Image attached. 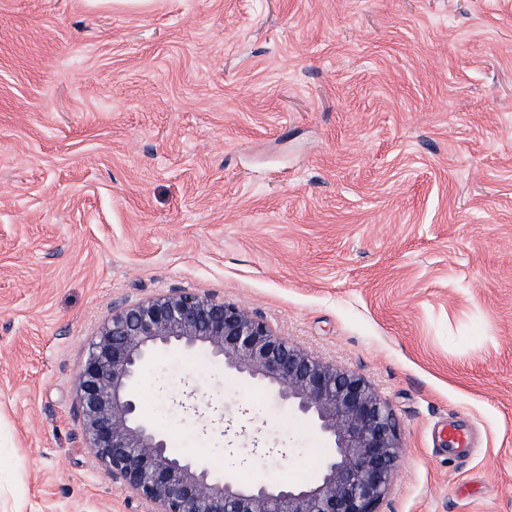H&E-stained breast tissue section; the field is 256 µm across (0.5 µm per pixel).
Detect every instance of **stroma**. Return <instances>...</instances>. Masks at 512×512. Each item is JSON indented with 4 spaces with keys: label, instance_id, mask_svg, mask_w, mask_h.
Returning a JSON list of instances; mask_svg holds the SVG:
<instances>
[{
    "label": "stroma",
    "instance_id": "obj_1",
    "mask_svg": "<svg viewBox=\"0 0 512 512\" xmlns=\"http://www.w3.org/2000/svg\"><path fill=\"white\" fill-rule=\"evenodd\" d=\"M177 291L379 393L382 512H512V0H0V512H157L85 440L78 372ZM190 358L135 386L174 454L318 476L309 421Z\"/></svg>",
    "mask_w": 512,
    "mask_h": 512
}]
</instances>
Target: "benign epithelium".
Wrapping results in <instances>:
<instances>
[{
  "instance_id": "benign-epithelium-1",
  "label": "benign epithelium",
  "mask_w": 512,
  "mask_h": 512,
  "mask_svg": "<svg viewBox=\"0 0 512 512\" xmlns=\"http://www.w3.org/2000/svg\"><path fill=\"white\" fill-rule=\"evenodd\" d=\"M204 352L261 383L331 443L308 483L243 485L170 451L133 385L161 348ZM81 426L113 477L157 512H380L401 453L400 425L360 375L318 360L244 308L175 292L112 313L78 372Z\"/></svg>"
}]
</instances>
